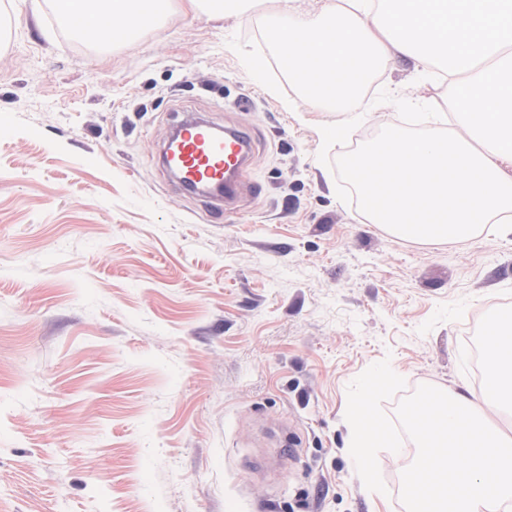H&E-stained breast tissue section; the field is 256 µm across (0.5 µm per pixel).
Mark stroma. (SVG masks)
I'll return each mask as SVG.
<instances>
[{
	"label": "stroma",
	"mask_w": 512,
	"mask_h": 512,
	"mask_svg": "<svg viewBox=\"0 0 512 512\" xmlns=\"http://www.w3.org/2000/svg\"><path fill=\"white\" fill-rule=\"evenodd\" d=\"M236 11L167 0L122 42H73L51 0H0V512H406L348 448L347 387L478 395L466 321L512 306V235L407 240L343 202L347 146L443 103L392 55L355 112L300 97ZM255 135L231 204L161 148L190 114Z\"/></svg>",
	"instance_id": "35a3bbf8"
}]
</instances>
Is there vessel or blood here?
<instances>
[{"mask_svg":"<svg viewBox=\"0 0 512 512\" xmlns=\"http://www.w3.org/2000/svg\"><path fill=\"white\" fill-rule=\"evenodd\" d=\"M176 143L164 152L190 192L213 199L222 195L231 201L237 195V174L243 173L254 159V141L248 129L218 128L214 123L188 118L181 121Z\"/></svg>","mask_w":512,"mask_h":512,"instance_id":"vessel-or-blood-1","label":"vessel or blood"}]
</instances>
